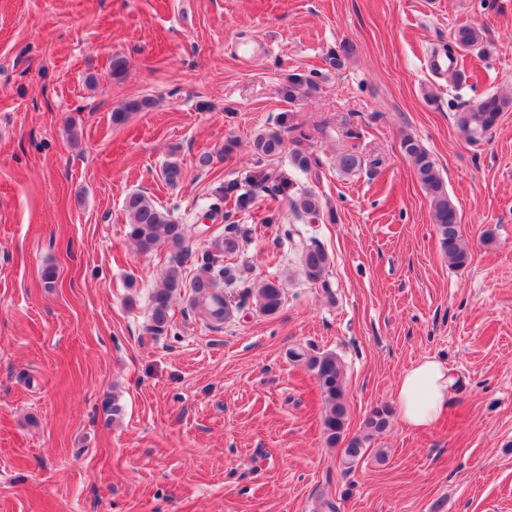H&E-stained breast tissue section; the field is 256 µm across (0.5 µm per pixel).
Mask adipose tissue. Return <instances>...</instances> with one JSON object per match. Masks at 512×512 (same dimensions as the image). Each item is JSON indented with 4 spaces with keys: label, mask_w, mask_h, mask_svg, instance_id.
<instances>
[{
    "label": "adipose tissue",
    "mask_w": 512,
    "mask_h": 512,
    "mask_svg": "<svg viewBox=\"0 0 512 512\" xmlns=\"http://www.w3.org/2000/svg\"><path fill=\"white\" fill-rule=\"evenodd\" d=\"M454 383L452 369L443 362L426 357L414 363L395 387L394 405L401 423L412 430L431 427L446 411Z\"/></svg>",
    "instance_id": "adipose-tissue-1"
}]
</instances>
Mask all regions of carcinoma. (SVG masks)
<instances>
[{
  "instance_id": "carcinoma-1",
  "label": "carcinoma",
  "mask_w": 512,
  "mask_h": 512,
  "mask_svg": "<svg viewBox=\"0 0 512 512\" xmlns=\"http://www.w3.org/2000/svg\"><path fill=\"white\" fill-rule=\"evenodd\" d=\"M454 45L463 51L481 49L484 41L483 31L473 26H461L453 34ZM316 76L290 79L288 101L292 102L307 90L316 87ZM151 105L147 98L126 102L112 113V122L116 125L126 121L128 114L139 112ZM512 112V95L488 94L472 106L456 112V125L470 141H478L489 134L498 124L502 115ZM279 128L292 134V141L299 143L309 138L306 131L292 123L288 113H281ZM285 149L282 132L266 131L255 136L252 141L253 154L259 160L273 159ZM400 150L408 158L416 171L418 180L430 197L432 221L435 224L440 246L449 261L457 268L466 266L470 252L462 238L461 216L459 209L445 189L443 179L436 162L412 135L405 134L400 140ZM162 177L169 186H176L183 178V169L176 161H169L162 169ZM282 185L270 173H263L252 179V188L245 189L242 184L230 180L215 190V202L207 207V218L212 223H224V230L214 235L207 246L193 254L185 249L189 237V227L173 219L171 212L155 205L143 192L129 193L123 202L128 224V236L142 252L148 253L161 246L170 248V259L165 267L160 285L154 289L150 299V316L147 331L154 336H166L173 330L172 306L175 296L181 289L191 291L190 307L195 313L216 326L233 316L234 309L228 308L224 298V285L234 282L240 275L237 267L227 259L237 255L248 240L249 231L239 225L236 215H245L254 207L259 191L276 197ZM290 208L297 219H317L322 211L319 196L302 189L290 199ZM288 241L296 245L299 260L304 273L313 280L323 277L330 266L328 253L318 245L295 239L294 233L285 231ZM194 257L196 272L191 280L184 279L185 262ZM256 307L265 315L279 312L284 302V289L276 279H264L249 289ZM297 363H304L313 373L316 385L324 403L322 414L323 434L329 444L346 441L342 448L343 463L349 467L360 461L365 453V444L375 433L382 432L392 416L391 408L386 405L375 407L366 418L365 434L345 440L347 428V387L341 363L332 352L312 354L303 349L290 352Z\"/></svg>"
}]
</instances>
